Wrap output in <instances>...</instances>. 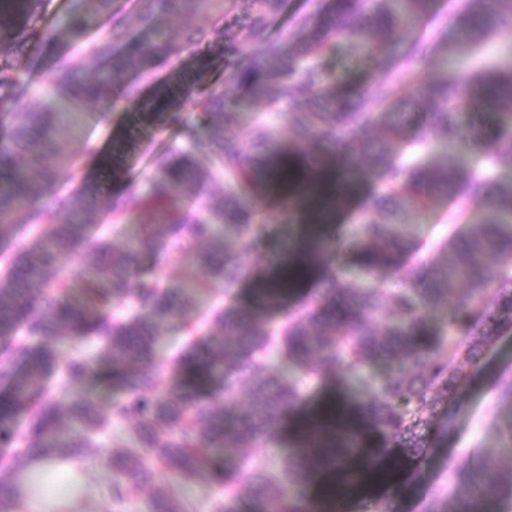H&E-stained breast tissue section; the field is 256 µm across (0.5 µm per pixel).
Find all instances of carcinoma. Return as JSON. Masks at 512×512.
I'll use <instances>...</instances> for the list:
<instances>
[{
  "mask_svg": "<svg viewBox=\"0 0 512 512\" xmlns=\"http://www.w3.org/2000/svg\"><path fill=\"white\" fill-rule=\"evenodd\" d=\"M48 0H0V448L12 453V475L0 478V512H25L29 494L44 489L47 472L37 465L54 459L83 461L90 453L107 455L113 472L109 493L125 498L132 484H148L159 470L204 484L243 502L249 512H265L275 497L280 512H305L288 497L290 483L307 481L314 463L332 459L344 471L354 448L377 442L394 450L392 469L405 472L409 463L427 456L448 436V420L439 419L442 405L459 403L470 382L462 358L476 363L503 332L512 329V182L463 173L457 105L494 112L495 126L478 127L473 135L487 150L492 169L512 168V66H481L470 71L443 69L422 91L421 119L445 146L434 164L405 161L384 142L365 137L374 126L394 138L401 130L393 113L414 106L401 90L428 53L420 39L397 43L394 34L409 30L432 15L435 0H331L330 6L297 17L279 39L269 36V20L283 0H242L237 14L224 13V29L239 28L260 47L259 55L237 71L247 96L276 108L297 141L282 142L273 123H260L251 133L254 150L238 147L235 112L224 104V92L200 101L202 129L195 146L211 155L199 166L192 154L171 151L152 179L151 198L158 203L157 222L141 238L119 251L95 232L106 221L116 224L126 214L122 194L104 207L96 195L82 192L62 198L59 183L74 178L78 158L69 147L73 119L88 101L107 107L135 103L138 84L130 72L152 78L151 63L178 51L161 17L196 15L219 0H136L154 37H127L123 11L114 0H79L56 26L39 30ZM105 25L96 27L97 20ZM447 37L441 24L438 42L445 54H475L512 24V0H459ZM51 60L45 85L46 107L17 111L29 95L8 57L32 40ZM337 40L363 46L383 78L357 93L336 90L325 76L321 58ZM90 60H102L95 77H83ZM330 141L336 152L317 166L327 171L343 162L367 163L376 181L362 204L359 224L345 257L366 272L392 270L402 287L357 288L342 281L319 257L299 260L275 282L255 281L253 270L227 251L224 235L241 245L258 239L260 211L241 203L247 190L265 204L281 205L271 185L281 181L282 162L299 150V142ZM230 178L215 190L216 171ZM486 197L489 205L476 224L462 213L448 212L450 232L438 244V255L422 286L423 268L416 261L418 243L404 236L402 215L428 197L455 201ZM24 219H18L19 214ZM174 250L193 252L208 273L206 289L226 291L244 282L255 285L250 306L229 301L205 314L187 288L164 284L154 269ZM83 252L91 262L81 272L87 284L78 301L65 278L51 276L60 259ZM499 259L498 288L492 302L484 298L488 283L482 257ZM316 278L320 288L306 294L276 331L262 317L278 309L286 296ZM452 301L448 324L431 332L424 319L427 306ZM170 321L185 342L171 366L175 377L160 382L156 328ZM67 331L70 353L62 356L60 331ZM104 343L112 357L109 385L120 390L107 407L79 391L97 376L94 362L79 346ZM374 362L391 368L361 420L340 433L331 455L321 449L312 429L306 441L282 462L280 476L262 468L245 469L228 460L215 462L218 449L271 447L280 427L304 401L302 385L288 380V365L305 376L330 378L342 370L360 372ZM251 383L244 409L234 403L238 384ZM116 423L130 424L135 449L115 442L96 446L93 436ZM454 494L463 501L493 496L491 512L512 506V470L489 471L472 478L469 465L458 472ZM148 512H184L163 490L148 503Z\"/></svg>",
  "mask_w": 512,
  "mask_h": 512,
  "instance_id": "cac0c4a2",
  "label": "carcinoma"
}]
</instances>
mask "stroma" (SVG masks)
<instances>
[{
    "label": "stroma",
    "mask_w": 512,
    "mask_h": 512,
    "mask_svg": "<svg viewBox=\"0 0 512 512\" xmlns=\"http://www.w3.org/2000/svg\"><path fill=\"white\" fill-rule=\"evenodd\" d=\"M166 27L170 36L180 43L186 36H193L199 54L185 53L156 60L154 81L144 85L139 102L113 107L108 118L99 117L97 106L87 107L82 137L71 144L79 155L82 175L96 181L101 197L123 192L130 195L124 220L107 229L116 249L136 239L143 225L155 223L156 209L148 195L150 182L170 150H193V133L199 127L198 98L213 88L224 92L235 106L239 146L246 152L251 149V126L266 110L265 105L249 103L232 70L214 48L224 29L221 15L171 18ZM13 63L32 88L24 102L25 109L41 107L43 100L38 90L47 79L48 68L40 50L29 46L14 57ZM323 64L330 82L344 92L365 90L382 77L364 49L343 40L329 50ZM174 83L184 84V93L177 111L166 112L157 103V88ZM357 179V190L340 197L331 219L321 229L318 246L326 254H335L337 243L351 237L358 210L374 184L364 166L358 168ZM309 214L306 207L289 210L273 202L264 205L260 216L261 242L255 247L238 249L239 261L257 267L266 280L278 278L298 253ZM447 221L448 205L440 199L409 214L407 230L421 244L419 261L423 268L431 267L432 245L444 233ZM385 371V364L377 363L358 375L345 374L324 383H306L305 408L317 409L336 394L349 404L367 401L377 390ZM503 375H512V332L501 335L483 360L473 367L469 388L455 413L447 442L431 449L420 462L413 485L366 487L362 504L354 512H364V504L377 498L386 499L392 512H427L431 495L437 491L443 495L445 512H459L452 486L465 454H476L485 466L496 470L512 469V441L503 435L505 424L512 419V405L501 402L496 390V382ZM155 488L179 499L185 512H213L219 498L216 491L162 471L157 474L153 487H130L121 502L113 501L105 492L99 498L85 501L82 512H146Z\"/></svg>",
    "instance_id": "obj_1"
}]
</instances>
